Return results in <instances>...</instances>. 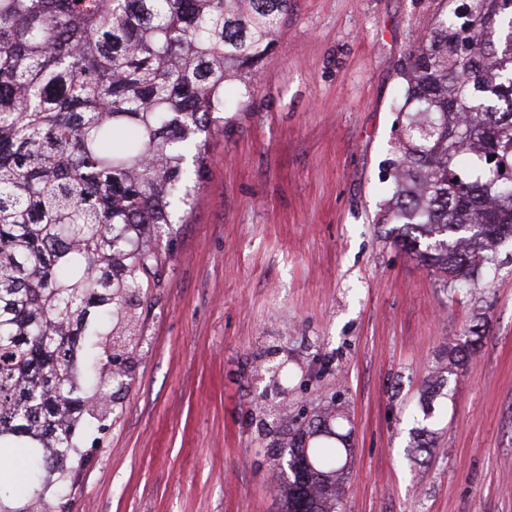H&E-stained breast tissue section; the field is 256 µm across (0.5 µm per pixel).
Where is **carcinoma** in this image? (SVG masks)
Listing matches in <instances>:
<instances>
[{
	"mask_svg": "<svg viewBox=\"0 0 512 512\" xmlns=\"http://www.w3.org/2000/svg\"><path fill=\"white\" fill-rule=\"evenodd\" d=\"M289 0H0V440L30 439L33 495L65 485L77 429L121 384L100 336H133L161 287L176 215L250 96ZM437 0L401 63L387 172L402 247L442 285L478 282L512 239V0ZM494 160H489L490 156ZM448 374L482 347L470 330ZM343 417L288 441L286 512H335ZM326 474L303 481L306 463ZM0 512H25L0 479Z\"/></svg>",
	"mask_w": 512,
	"mask_h": 512,
	"instance_id": "1",
	"label": "carcinoma"
}]
</instances>
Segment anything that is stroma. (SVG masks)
<instances>
[{
    "instance_id": "obj_1",
    "label": "stroma",
    "mask_w": 512,
    "mask_h": 512,
    "mask_svg": "<svg viewBox=\"0 0 512 512\" xmlns=\"http://www.w3.org/2000/svg\"><path fill=\"white\" fill-rule=\"evenodd\" d=\"M433 7L291 0L209 139L127 385L38 512H282L272 447L330 410L352 429L337 512H512V243L450 295L378 221L399 67ZM477 323L433 448L413 449L425 382Z\"/></svg>"
}]
</instances>
